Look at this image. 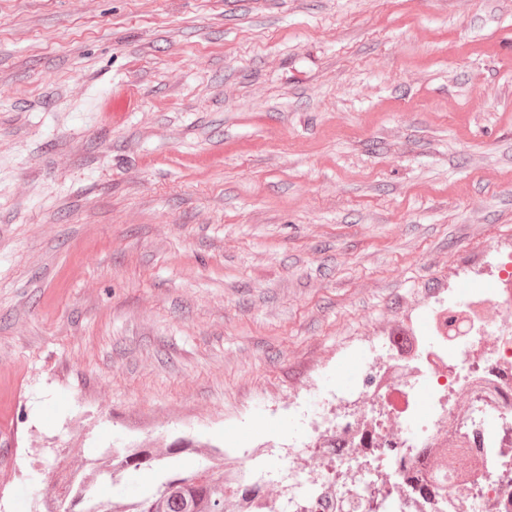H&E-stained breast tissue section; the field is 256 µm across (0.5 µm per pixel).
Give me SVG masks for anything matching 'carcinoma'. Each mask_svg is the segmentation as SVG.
Segmentation results:
<instances>
[{"label":"carcinoma","mask_w":512,"mask_h":512,"mask_svg":"<svg viewBox=\"0 0 512 512\" xmlns=\"http://www.w3.org/2000/svg\"><path fill=\"white\" fill-rule=\"evenodd\" d=\"M181 448H114L101 457L66 468L55 493L41 502L42 512H242V504L266 492V465L252 474L251 481L232 487L224 481V454L218 450L195 448L198 459L187 468H177L170 459ZM443 470L428 477L432 485L444 482L448 465L470 462L468 449L444 447L438 451ZM156 465L161 479L155 488L139 498L118 506L97 501L93 490L103 478L111 480L142 467Z\"/></svg>","instance_id":"cac0c4a2"}]
</instances>
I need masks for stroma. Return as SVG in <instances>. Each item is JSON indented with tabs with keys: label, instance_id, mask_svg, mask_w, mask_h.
Returning a JSON list of instances; mask_svg holds the SVG:
<instances>
[{
	"label": "stroma",
	"instance_id": "35a3bbf8",
	"mask_svg": "<svg viewBox=\"0 0 512 512\" xmlns=\"http://www.w3.org/2000/svg\"><path fill=\"white\" fill-rule=\"evenodd\" d=\"M508 243L512 0H0V512L108 448L311 468L307 381Z\"/></svg>",
	"mask_w": 512,
	"mask_h": 512
}]
</instances>
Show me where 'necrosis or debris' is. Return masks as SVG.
<instances>
[{"label": "necrosis or debris", "instance_id": "necrosis-or-debris-1", "mask_svg": "<svg viewBox=\"0 0 512 512\" xmlns=\"http://www.w3.org/2000/svg\"><path fill=\"white\" fill-rule=\"evenodd\" d=\"M466 274L473 288L385 332L353 388L318 399L304 445L319 465L261 512H512V245ZM444 442L476 464L434 488L421 477Z\"/></svg>", "mask_w": 512, "mask_h": 512}]
</instances>
